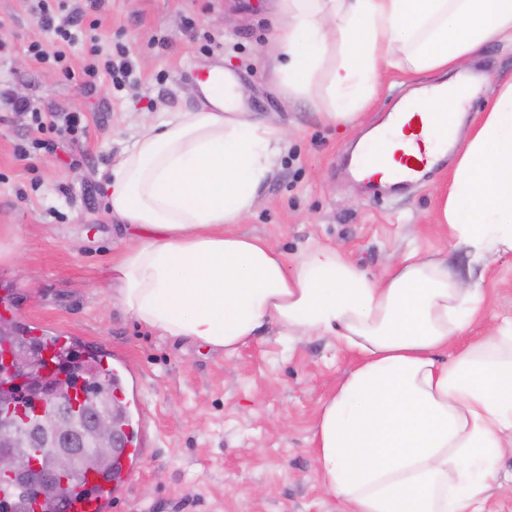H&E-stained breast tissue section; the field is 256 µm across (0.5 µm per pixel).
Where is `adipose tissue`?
Masks as SVG:
<instances>
[{
  "instance_id": "adipose-tissue-1",
  "label": "adipose tissue",
  "mask_w": 512,
  "mask_h": 512,
  "mask_svg": "<svg viewBox=\"0 0 512 512\" xmlns=\"http://www.w3.org/2000/svg\"><path fill=\"white\" fill-rule=\"evenodd\" d=\"M274 79L324 99L322 122L355 123L386 69L450 71L425 111L456 113L467 60L512 43V0H277ZM212 70L204 103L146 123L105 184L133 241L112 264L124 311L162 336L233 355L265 326L332 336L357 354L313 432L324 492L343 512H484L512 451V320L452 359L440 352L482 312V282L414 249L380 275L337 246L294 259L234 232L260 203L287 131L237 111L244 90ZM440 221L481 262L512 255V82L461 146Z\"/></svg>"
}]
</instances>
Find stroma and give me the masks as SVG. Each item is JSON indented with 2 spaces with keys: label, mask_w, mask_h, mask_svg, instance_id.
<instances>
[{
  "label": "stroma",
  "mask_w": 512,
  "mask_h": 512,
  "mask_svg": "<svg viewBox=\"0 0 512 512\" xmlns=\"http://www.w3.org/2000/svg\"><path fill=\"white\" fill-rule=\"evenodd\" d=\"M97 17L103 49L124 45L135 72L120 88L100 77L87 93L84 32L76 31L71 72L63 74L29 52L31 44L53 43L29 0H0V93L28 99L45 122L39 128L30 113L0 108V297L10 296L17 324L79 337L132 365L123 407L147 421L149 442L112 512H343L321 489L311 438L322 401L354 366V353L331 336L288 341L267 327L227 357L135 321L109 287L129 234L108 213L104 181L144 119L200 107L187 71L233 70L247 90L245 110L289 132L259 208L236 232L263 237L290 256L338 244L375 275L393 255L445 249L452 271L488 290L483 317L441 353L445 361L467 338L512 318V257L476 266L448 248L438 213L453 161L410 192L382 198L364 193L340 162L365 129L445 76L389 71L358 125L333 127L319 117L325 100H285L262 63L275 34L272 0H105ZM472 67L485 81L458 128L462 141L498 86L512 82V45H488ZM71 113L79 119L73 133L66 129ZM21 149L28 159H19Z\"/></svg>",
  "instance_id": "1"
}]
</instances>
